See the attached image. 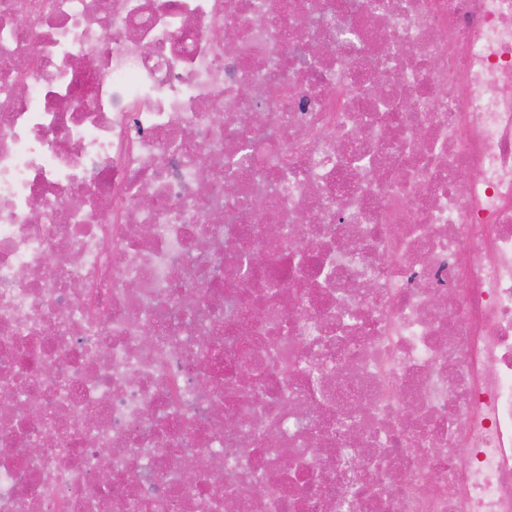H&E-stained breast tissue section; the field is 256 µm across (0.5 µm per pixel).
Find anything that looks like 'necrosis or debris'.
Segmentation results:
<instances>
[{
  "label": "necrosis or debris",
  "mask_w": 512,
  "mask_h": 512,
  "mask_svg": "<svg viewBox=\"0 0 512 512\" xmlns=\"http://www.w3.org/2000/svg\"><path fill=\"white\" fill-rule=\"evenodd\" d=\"M0 95V512H512V0H0Z\"/></svg>",
  "instance_id": "1"
}]
</instances>
